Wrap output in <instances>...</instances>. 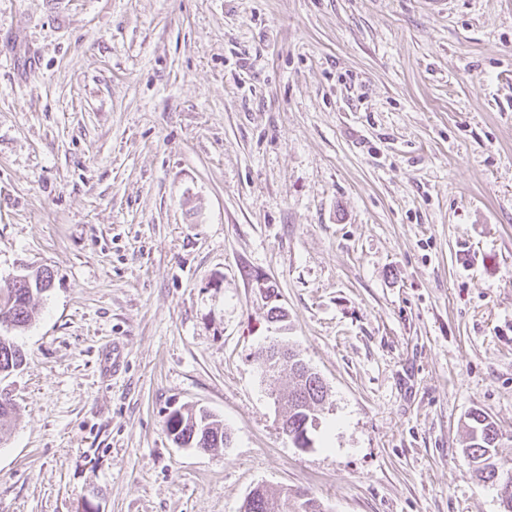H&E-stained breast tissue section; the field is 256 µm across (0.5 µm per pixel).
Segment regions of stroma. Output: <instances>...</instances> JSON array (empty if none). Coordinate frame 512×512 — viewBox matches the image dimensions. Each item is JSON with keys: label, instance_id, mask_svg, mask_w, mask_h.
I'll return each mask as SVG.
<instances>
[{"label": "stroma", "instance_id": "stroma-1", "mask_svg": "<svg viewBox=\"0 0 512 512\" xmlns=\"http://www.w3.org/2000/svg\"><path fill=\"white\" fill-rule=\"evenodd\" d=\"M39 268L0 512H502L461 450L512 436V0H0V289ZM292 356L293 355L290 354L288 356V347L284 345H280V351L279 349H276L274 354L272 353V350H269L268 352L266 350L264 354V360L267 358L270 360L266 361L264 368L270 373L271 376L272 373H276L280 369L281 365H285V363L288 362V370L293 377V384L288 390L283 392V394H275L276 398H279L283 395L288 396V415L286 416H284L285 414L281 408L283 403L279 399H277L275 402L279 413V425L283 433L286 435L289 433L296 447L302 450H306L311 447V439L307 436V431L304 430L299 435V437L296 438L294 437V433H290L291 427L289 426L288 422L294 426L295 431L299 430L305 422L306 418L312 416V414H315L314 412L318 411L317 408L324 401L325 391L323 382L316 373H311L307 376L305 381L302 380L299 390H296V385L294 382L296 371L300 372L299 376L302 378L304 377L305 373L303 372V367H298L296 360L291 362ZM275 361L276 364L271 365V363H274ZM298 392V402L299 400H302V403L297 404L296 406L291 404L293 399H290V397L293 396V394H298ZM166 429L177 444L198 448L204 452L226 447L231 439L224 424L212 418L203 410L189 409L184 412L175 411L166 421ZM468 445L462 448L464 460L473 466L479 482L495 484L494 462L502 456L497 440L500 430L496 423L481 410H474L468 417ZM492 460V461H491ZM282 491L258 485L252 489L251 500L247 498L242 512H282L280 506ZM243 509V510H242Z\"/></svg>", "mask_w": 512, "mask_h": 512}]
</instances>
